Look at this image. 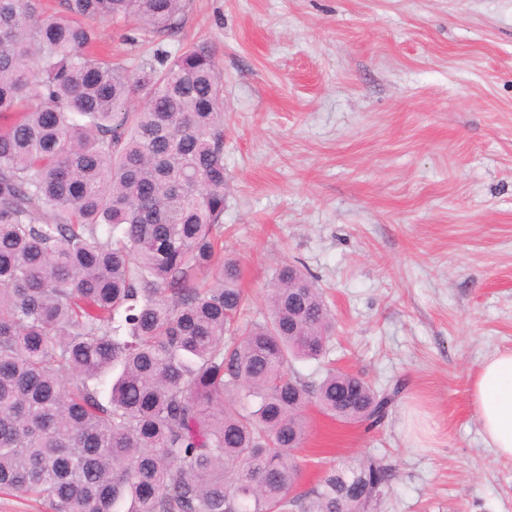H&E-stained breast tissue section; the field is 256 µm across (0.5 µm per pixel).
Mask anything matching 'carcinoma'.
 Segmentation results:
<instances>
[{
	"label": "carcinoma",
	"instance_id": "1",
	"mask_svg": "<svg viewBox=\"0 0 512 512\" xmlns=\"http://www.w3.org/2000/svg\"><path fill=\"white\" fill-rule=\"evenodd\" d=\"M0 0V491L51 512H377L392 470L348 457L296 492L317 407L369 432L399 385L322 362L334 321L300 267L247 319L223 250L215 48L136 75L95 23L172 37L189 0Z\"/></svg>",
	"mask_w": 512,
	"mask_h": 512
}]
</instances>
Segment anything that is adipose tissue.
Returning a JSON list of instances; mask_svg holds the SVG:
<instances>
[{"label": "adipose tissue", "mask_w": 512, "mask_h": 512, "mask_svg": "<svg viewBox=\"0 0 512 512\" xmlns=\"http://www.w3.org/2000/svg\"><path fill=\"white\" fill-rule=\"evenodd\" d=\"M470 403L484 442L496 455L512 458V351L484 360L472 382Z\"/></svg>", "instance_id": "ef3b65f1"}]
</instances>
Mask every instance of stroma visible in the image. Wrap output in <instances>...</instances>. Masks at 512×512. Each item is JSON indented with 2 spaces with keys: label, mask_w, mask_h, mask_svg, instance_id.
Masks as SVG:
<instances>
[{
  "label": "stroma",
  "mask_w": 512,
  "mask_h": 512,
  "mask_svg": "<svg viewBox=\"0 0 512 512\" xmlns=\"http://www.w3.org/2000/svg\"><path fill=\"white\" fill-rule=\"evenodd\" d=\"M128 68L207 42L224 83V252L260 316L300 262L335 319L329 359L403 383L375 430L306 412L297 489L370 454L379 512H512V460L470 404L512 351V0H190L178 37L97 25Z\"/></svg>",
  "instance_id": "1"
}]
</instances>
